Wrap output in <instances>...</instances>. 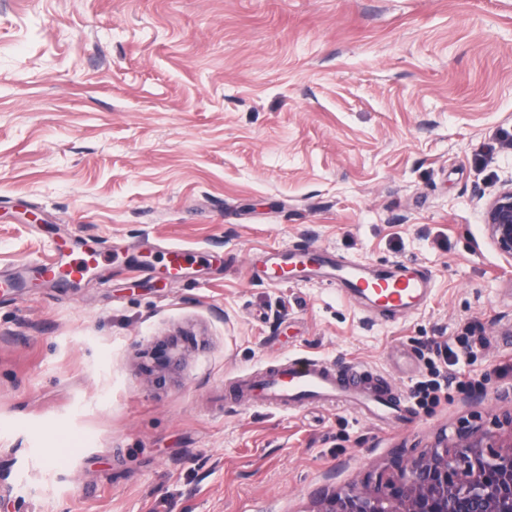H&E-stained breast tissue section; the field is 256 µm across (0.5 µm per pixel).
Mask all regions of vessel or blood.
Returning <instances> with one entry per match:
<instances>
[{
	"label": "vessel or blood",
	"mask_w": 512,
	"mask_h": 512,
	"mask_svg": "<svg viewBox=\"0 0 512 512\" xmlns=\"http://www.w3.org/2000/svg\"><path fill=\"white\" fill-rule=\"evenodd\" d=\"M288 262L303 271L328 277L347 294L371 295L387 312L412 306L427 295L428 281L424 277L389 269L370 273L334 262L321 252L294 253L289 255ZM236 388L241 397L273 410L306 402H336L355 407L365 418L383 421L404 409L401 399L383 378L360 365L339 374L323 362L301 367L287 362L258 376L240 378Z\"/></svg>",
	"instance_id": "vessel-or-blood-1"
}]
</instances>
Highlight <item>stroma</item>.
<instances>
[{
  "label": "stroma",
  "mask_w": 512,
  "mask_h": 512,
  "mask_svg": "<svg viewBox=\"0 0 512 512\" xmlns=\"http://www.w3.org/2000/svg\"><path fill=\"white\" fill-rule=\"evenodd\" d=\"M504 129L512 0H0V512H311L511 412ZM273 248L418 267L430 295L382 317L263 273ZM88 250L81 280L36 279ZM472 326L482 391L419 406ZM182 330L155 385L143 354ZM299 358L384 373L406 417L235 397ZM485 231L496 250L512 261V184L493 198L486 208ZM179 340L166 338L158 341L148 353L149 362L144 368L148 375L162 381L176 371L183 364L188 349L194 344L193 335H179Z\"/></svg>",
  "instance_id": "stroma-1"
}]
</instances>
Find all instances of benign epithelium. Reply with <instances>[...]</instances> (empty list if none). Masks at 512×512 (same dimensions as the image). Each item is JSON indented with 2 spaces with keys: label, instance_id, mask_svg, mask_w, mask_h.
Listing matches in <instances>:
<instances>
[{
  "label": "benign epithelium",
  "instance_id": "1",
  "mask_svg": "<svg viewBox=\"0 0 512 512\" xmlns=\"http://www.w3.org/2000/svg\"><path fill=\"white\" fill-rule=\"evenodd\" d=\"M485 231L512 261V184L488 203ZM193 343L188 334L158 341L146 372L166 379ZM311 512H512V411L491 429L467 420L416 455H395L375 481L326 492Z\"/></svg>",
  "mask_w": 512,
  "mask_h": 512
}]
</instances>
